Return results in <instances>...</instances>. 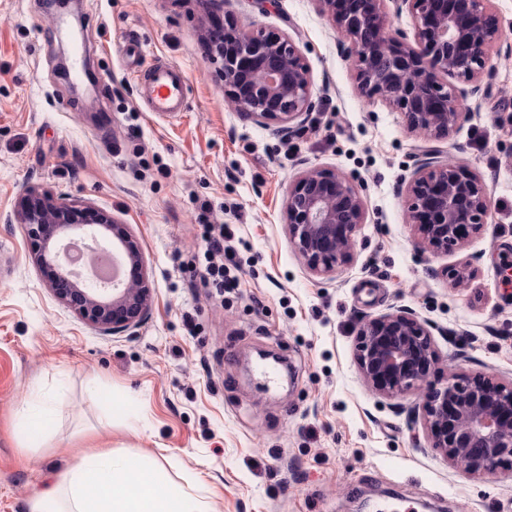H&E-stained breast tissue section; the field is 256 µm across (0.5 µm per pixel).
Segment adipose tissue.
<instances>
[{
    "mask_svg": "<svg viewBox=\"0 0 512 512\" xmlns=\"http://www.w3.org/2000/svg\"><path fill=\"white\" fill-rule=\"evenodd\" d=\"M159 461L139 454L99 453L86 456L43 495L30 512H209L206 502L192 497L163 477Z\"/></svg>",
    "mask_w": 512,
    "mask_h": 512,
    "instance_id": "ef3b65f1",
    "label": "adipose tissue"
}]
</instances>
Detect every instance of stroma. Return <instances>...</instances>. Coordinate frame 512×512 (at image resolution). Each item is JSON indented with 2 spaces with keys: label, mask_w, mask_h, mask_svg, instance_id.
I'll return each instance as SVG.
<instances>
[{
  "label": "stroma",
  "mask_w": 512,
  "mask_h": 512,
  "mask_svg": "<svg viewBox=\"0 0 512 512\" xmlns=\"http://www.w3.org/2000/svg\"><path fill=\"white\" fill-rule=\"evenodd\" d=\"M493 6L500 35L470 115L425 139L360 94L316 0H228L218 14L206 0H0V512H29L87 447L165 450L169 477L214 512H512L511 472L455 468L424 437L422 395L382 398L356 362L362 319L404 310L433 326L431 381L512 380V0ZM230 20L288 35L303 55L316 108L295 132L225 102L206 34ZM129 39L140 69L160 58L185 70V112H148ZM77 44L93 99L61 69ZM428 150L490 190L484 226L448 253L417 246L402 194ZM312 169L353 178L366 202L352 260L327 278L283 220L289 184ZM31 186L137 239L152 288L139 327L100 332L53 296L12 221ZM203 218L235 232L239 281L220 296L183 265ZM464 265L470 278L452 282ZM261 351L279 386L255 376ZM45 398L59 416L40 432L22 409Z\"/></svg>",
  "instance_id": "35a3bbf8"
}]
</instances>
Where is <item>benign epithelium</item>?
<instances>
[{"instance_id":"obj_1","label":"benign epithelium","mask_w":512,"mask_h":512,"mask_svg":"<svg viewBox=\"0 0 512 512\" xmlns=\"http://www.w3.org/2000/svg\"><path fill=\"white\" fill-rule=\"evenodd\" d=\"M345 42L359 92L380 99L404 116L411 132L448 136L467 113L470 91L450 78L477 81L499 37L493 0H392L408 8L415 33L392 29L385 0H316ZM213 57L221 62L224 99L255 121L283 131L302 125L315 108L306 64L285 35L246 32L234 25L208 32ZM487 186L462 161L423 160L407 184L408 211L418 242L433 253L465 244L488 211ZM290 243L307 267L326 275L346 263L365 219L357 187L346 176L324 170L300 175L288 188L284 211ZM14 221L30 241L37 266L60 268L65 289L54 296L92 326L114 334L138 326L151 302L138 242L92 206L78 205L38 188L14 208ZM112 230L126 263V277L110 288L74 282L60 267L54 237L72 230L106 238ZM357 364L378 394L400 398L423 392V421L430 447L468 474H495L512 463V382L481 373L450 371L440 386L427 387L436 361L431 331L405 311L367 320L357 336Z\"/></svg>"}]
</instances>
